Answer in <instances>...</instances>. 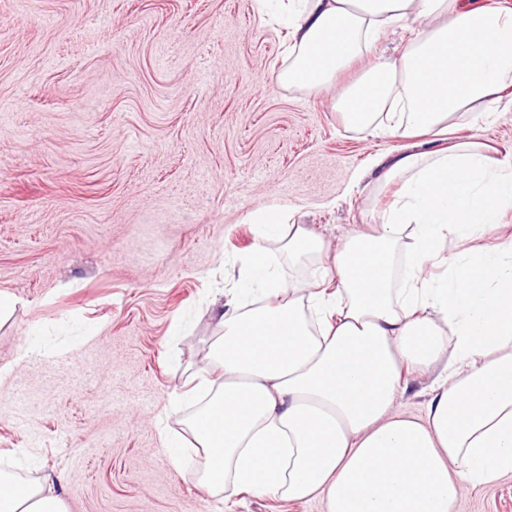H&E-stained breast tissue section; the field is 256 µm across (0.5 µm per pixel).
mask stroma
I'll return each mask as SVG.
<instances>
[{"label":"stroma","instance_id":"35a3bbf8","mask_svg":"<svg viewBox=\"0 0 512 512\" xmlns=\"http://www.w3.org/2000/svg\"><path fill=\"white\" fill-rule=\"evenodd\" d=\"M286 29L258 0H0V471L67 512H324L224 498L160 436L196 374L219 380L212 298L279 211L328 246L374 223L373 161L335 90L277 78ZM512 154V107L461 122ZM454 512H512V478Z\"/></svg>","mask_w":512,"mask_h":512}]
</instances>
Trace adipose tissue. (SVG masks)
I'll return each mask as SVG.
<instances>
[{
	"instance_id": "1",
	"label": "adipose tissue",
	"mask_w": 512,
	"mask_h": 512,
	"mask_svg": "<svg viewBox=\"0 0 512 512\" xmlns=\"http://www.w3.org/2000/svg\"><path fill=\"white\" fill-rule=\"evenodd\" d=\"M420 29L393 60L373 57L395 24ZM281 82L300 89L362 74L336 107L346 127L404 139L450 133L512 85V10L470 0H288ZM399 182L369 231L328 253L305 225L258 215L246 291L216 308L211 359L223 378L188 423L209 491L226 483L325 512H453L466 486L512 477V238L448 258L512 206V156L480 141L396 156ZM306 258L334 290L304 292L267 260V243ZM446 273L433 277V266ZM435 376L423 415L396 407L406 378ZM0 512H66L59 496L0 474Z\"/></svg>"
}]
</instances>
